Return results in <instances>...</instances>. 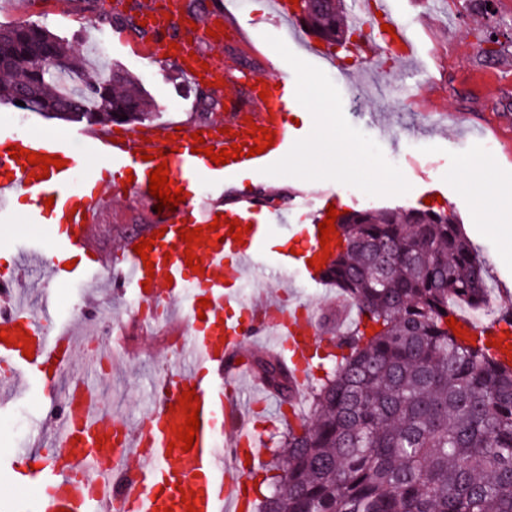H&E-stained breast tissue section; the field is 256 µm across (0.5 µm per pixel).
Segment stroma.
<instances>
[{
	"label": "stroma",
	"instance_id": "obj_1",
	"mask_svg": "<svg viewBox=\"0 0 512 512\" xmlns=\"http://www.w3.org/2000/svg\"><path fill=\"white\" fill-rule=\"evenodd\" d=\"M179 2L182 13L194 16L223 6L231 28L244 38L206 46V53L224 71L246 69L270 80L287 73L289 97L309 111L307 120L295 128L298 137L304 143L317 137L327 142L314 153H291L274 181L251 176L226 184L225 203L261 193L269 208L287 211L288 223L268 229L271 247L299 240L310 209L324 197L363 210L417 207L438 195L443 209L463 224L486 269L491 302L481 311V320L512 311V244L496 231L497 225L512 223V213L497 206L498 199L512 197V0H489L477 7L471 0H442L440 14L429 11L427 0H393L392 17L406 23L414 54L404 62L388 61L380 87L363 99L352 92L350 76L365 69V61L339 56L328 62L309 55L287 25L271 16L268 0ZM148 3L124 0L118 8L112 0H0V25L46 24L101 74L115 66L133 73L156 105L151 125L194 126L222 118L223 89L189 83L170 62L140 51L143 36L133 20ZM103 42L110 45L109 53H100ZM211 100L217 101V108L204 110V103ZM489 139L495 140L496 148L487 153L482 146ZM339 143L347 147V154L336 151ZM393 155L400 156L399 166L388 165ZM473 160L492 202L480 218L474 215L472 193L460 181ZM148 224L143 203L121 198L101 222L95 246L114 254L125 236ZM41 233V227L27 223L23 202H16L13 223H0V275H10L20 266L17 243ZM282 300L308 306L320 319L342 297L336 288L317 286L295 272ZM129 359L126 372L104 383L101 399L121 419L132 421L176 359L164 336L152 334L132 336ZM62 396V390L40 380L15 394L0 408V417L17 416L24 425L0 431V451L35 447L40 420ZM290 416L288 405L270 395L261 412V456L249 479L266 476Z\"/></svg>",
	"mask_w": 512,
	"mask_h": 512
}]
</instances>
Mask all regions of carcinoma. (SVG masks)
Returning a JSON list of instances; mask_svg holds the SVG:
<instances>
[{"instance_id":"1","label":"carcinoma","mask_w":512,"mask_h":512,"mask_svg":"<svg viewBox=\"0 0 512 512\" xmlns=\"http://www.w3.org/2000/svg\"><path fill=\"white\" fill-rule=\"evenodd\" d=\"M349 8L310 14L326 43L345 45ZM47 56L64 61L46 68ZM93 124L149 120L154 103L132 74L86 71L48 27L0 26V103ZM126 120H120V117ZM322 273L356 308L331 376L295 413L261 512H512V366L446 319L490 299L474 244L453 214L428 208L353 210ZM282 403L294 377L258 362Z\"/></svg>"}]
</instances>
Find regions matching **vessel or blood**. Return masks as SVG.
<instances>
[{
  "label": "vessel or blood",
  "instance_id": "b4317fda",
  "mask_svg": "<svg viewBox=\"0 0 512 512\" xmlns=\"http://www.w3.org/2000/svg\"><path fill=\"white\" fill-rule=\"evenodd\" d=\"M280 77L269 96L251 93L247 109L227 113L224 120L212 122L204 136L206 145L230 149L238 142L254 146L250 126L274 131L273 145L267 151L217 165L205 154L192 150L189 129L175 130L165 125L146 135L121 132L120 142L111 135L79 129L75 137L84 141L83 152H75L72 138L33 136L0 130V221H8L16 199H26L27 221L46 224L54 221L59 235L31 243L23 252L40 263L47 282L73 279L118 293L134 292L143 299L180 310V331L176 346L182 360L176 369L174 392L154 396L143 420L136 426L113 420L101 403L98 388L72 376L83 322L92 320L94 307L85 305L82 313L60 325L51 336L39 329L44 315L50 314V291H43L39 313L30 312L21 300L20 278L0 280V331L12 337V344L0 342V370L7 382L19 390L30 388L34 379L50 383L67 380L64 417H48L52 434L48 448L16 452L0 459V512H112L123 504L128 512H245L251 504L244 495L247 484V456L256 455V412L245 411L239 401L227 398L224 385L246 373L239 363L246 338L267 336L271 352L282 362L297 368V379L306 382L305 370L328 337L316 328L310 312L291 313L282 302L260 305L243 302L237 291L224 286L225 271L236 281L264 279L284 281L293 268L306 269L317 278L309 259L321 254L319 225L326 206L316 208L306 227L300 254L281 248L276 259H269L266 227L284 224L283 212L266 214L265 222L253 224L254 204L227 206L224 183L240 171L267 172L294 149L295 135L288 124ZM21 147L42 155L66 160V167L50 168L47 178H30L26 158L14 159L10 147ZM100 156L103 166L88 167L84 154ZM167 162L174 186L183 187L203 179L210 196L185 199L173 212H157V199L149 193V173ZM141 169L142 175L128 180L127 173ZM146 200L154 212L152 229L162 231L149 259L153 269H145L144 259L133 246L131 236L121 250L123 260L94 256V237L102 214L113 197L122 193ZM221 218L218 230H211L214 218ZM239 221L247 230L241 242L228 235V224ZM203 228L202 245L187 247L180 238L185 228ZM200 257L204 273L185 264L186 252ZM84 257L83 265L66 268L65 262ZM208 306H200V299ZM31 337L32 358L22 354L19 332ZM194 389L201 404L197 440L191 451L175 446V425L185 417L179 400L187 389Z\"/></svg>",
  "mask_w": 512,
  "mask_h": 512
}]
</instances>
